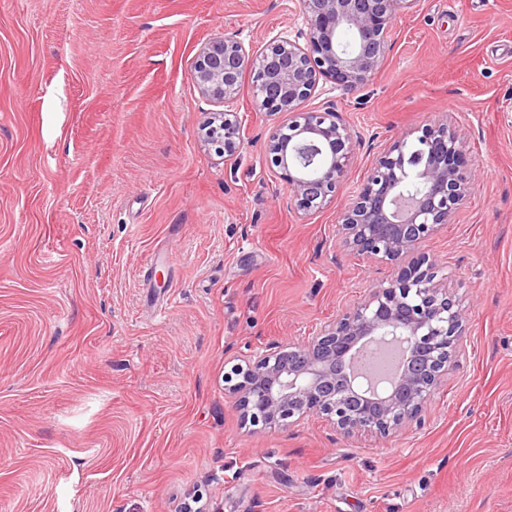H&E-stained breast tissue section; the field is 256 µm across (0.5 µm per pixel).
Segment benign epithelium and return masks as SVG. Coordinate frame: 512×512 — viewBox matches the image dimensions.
Listing matches in <instances>:
<instances>
[{"label": "benign epithelium", "mask_w": 512, "mask_h": 512, "mask_svg": "<svg viewBox=\"0 0 512 512\" xmlns=\"http://www.w3.org/2000/svg\"><path fill=\"white\" fill-rule=\"evenodd\" d=\"M417 0H299L295 39L275 37L249 53L234 34L198 50L194 80L202 96L224 104V120L209 128L228 157L244 146L237 113L239 73L250 72L257 106L289 122L269 137L266 151L298 211L324 208L346 178L356 132L335 108L304 111L320 81L353 93L381 67L394 21ZM349 32L351 43L342 40ZM474 177V161L448 122L402 134L373 164L339 212L344 250L392 268L306 342L284 340L224 373L240 426L283 428L323 418L336 433L388 436L420 424L448 376L467 309L437 279L436 262L420 245L449 223ZM400 333V355L388 392L363 389L353 364L379 336Z\"/></svg>", "instance_id": "benign-epithelium-1"}]
</instances>
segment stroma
<instances>
[{
    "instance_id": "35a3bbf8",
    "label": "stroma",
    "mask_w": 512,
    "mask_h": 512,
    "mask_svg": "<svg viewBox=\"0 0 512 512\" xmlns=\"http://www.w3.org/2000/svg\"><path fill=\"white\" fill-rule=\"evenodd\" d=\"M298 0H0V512H512V0H417L375 76L329 81L360 134L326 208L298 212L243 81L244 147L201 124L205 41L257 51ZM454 123L476 166L420 249L468 325L421 426L254 436L224 374L315 336L389 277L339 249L375 156Z\"/></svg>"
}]
</instances>
